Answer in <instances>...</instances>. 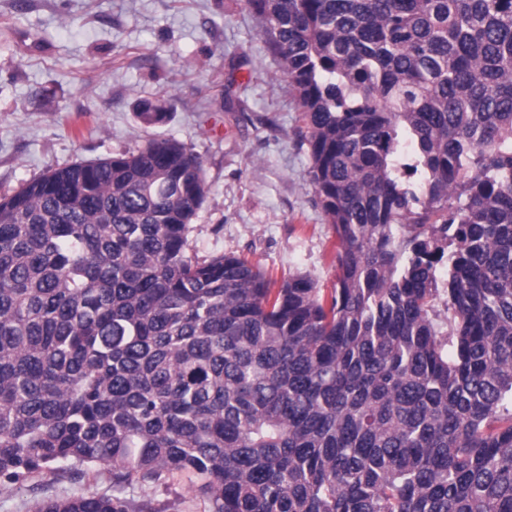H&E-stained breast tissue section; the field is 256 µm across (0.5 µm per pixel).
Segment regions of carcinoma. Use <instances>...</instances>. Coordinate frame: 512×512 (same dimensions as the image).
<instances>
[{"instance_id": "carcinoma-1", "label": "carcinoma", "mask_w": 512, "mask_h": 512, "mask_svg": "<svg viewBox=\"0 0 512 512\" xmlns=\"http://www.w3.org/2000/svg\"><path fill=\"white\" fill-rule=\"evenodd\" d=\"M246 4L298 102L331 292L191 257L208 187L174 138L1 196L0 487L66 463L183 478L204 512H512V0Z\"/></svg>"}]
</instances>
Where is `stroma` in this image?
<instances>
[{
	"label": "stroma",
	"instance_id": "obj_1",
	"mask_svg": "<svg viewBox=\"0 0 512 512\" xmlns=\"http://www.w3.org/2000/svg\"><path fill=\"white\" fill-rule=\"evenodd\" d=\"M171 112L143 125L141 100ZM296 101L245 0H0V196L47 170L172 137L208 185L190 235L200 259L233 253L273 279L332 288L336 237L304 182ZM108 472L68 467L0 490V512L108 494ZM156 512H201L180 479L136 491Z\"/></svg>",
	"mask_w": 512,
	"mask_h": 512
}]
</instances>
